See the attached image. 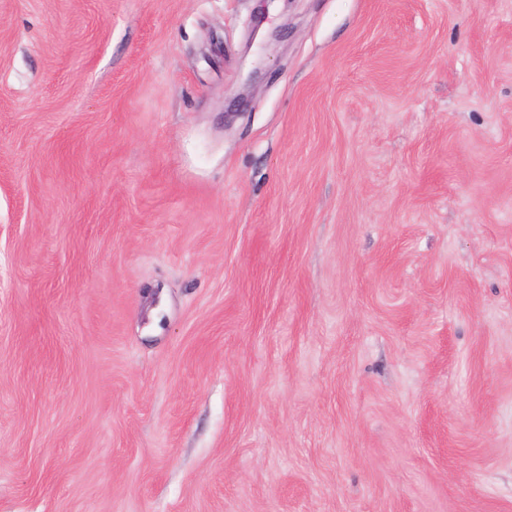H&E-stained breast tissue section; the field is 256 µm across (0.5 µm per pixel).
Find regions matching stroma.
Instances as JSON below:
<instances>
[{"instance_id":"1","label":"stroma","mask_w":512,"mask_h":512,"mask_svg":"<svg viewBox=\"0 0 512 512\" xmlns=\"http://www.w3.org/2000/svg\"><path fill=\"white\" fill-rule=\"evenodd\" d=\"M0 512H512V0H0Z\"/></svg>"}]
</instances>
